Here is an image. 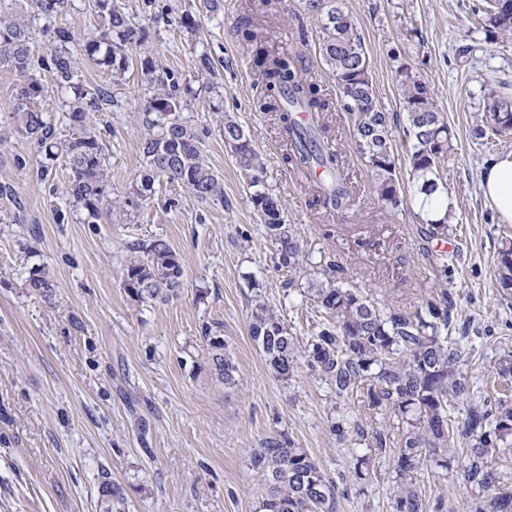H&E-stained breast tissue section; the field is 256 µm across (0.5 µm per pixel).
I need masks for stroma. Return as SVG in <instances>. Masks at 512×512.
<instances>
[{
  "mask_svg": "<svg viewBox=\"0 0 512 512\" xmlns=\"http://www.w3.org/2000/svg\"><path fill=\"white\" fill-rule=\"evenodd\" d=\"M122 2L145 32L142 46L129 50L124 80L113 83L108 72L86 63L78 71L84 85L112 92L96 123L112 189L123 193L142 168L148 91L139 59L148 55L185 86L183 115L224 182V200L202 202L164 182L140 209L87 223L65 194V159H57L47 178L36 177L42 157L11 118L20 77L0 64V512H98L105 477L122 488L126 512H258L264 478L250 450L274 432L287 433L335 481L337 512H391L390 451L377 454L366 487L345 482L351 452L330 434L329 420L344 410L360 428H383L392 437L395 422L370 412L362 399L339 400L307 367L277 379L248 332L258 293L298 338L311 334L319 315L281 288L288 273L273 262L250 202V177L225 147L220 121L232 117L251 135L263 162L260 179L280 199L287 223L299 229L309 265L334 260L339 282L407 311L434 287L415 203L382 210L344 122L332 133L352 190L346 208L314 206L315 179L285 164L277 120L259 108L254 47L241 27L248 21L273 32L336 93L318 50L323 31L299 0ZM482 5L347 0L369 54L375 96L390 115L398 171L407 168L408 145L396 62L431 84L432 105L451 130L442 171L456 229L448 255L456 311L448 334L464 352L476 403L502 391L497 360L512 351V297H501L496 283L497 253L512 239V224L498 221L480 191L483 165L512 151V135L476 136L487 90L512 93V39L489 40L478 30ZM0 11L29 19L31 72L45 87L39 108L60 138L71 136L63 121L67 99L41 65L45 20L32 19L29 0H0ZM185 13L195 19L194 29L175 24ZM157 237L176 252L184 287L167 301L139 305L121 287V272L132 244ZM41 270L53 283L45 293L28 286ZM206 327L226 343L237 386H225L211 369ZM419 482L426 502H442L441 512H470L484 497L454 468L425 472Z\"/></svg>",
  "mask_w": 512,
  "mask_h": 512,
  "instance_id": "1",
  "label": "stroma"
}]
</instances>
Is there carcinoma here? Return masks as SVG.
Segmentation results:
<instances>
[{
  "label": "carcinoma",
  "instance_id": "carcinoma-1",
  "mask_svg": "<svg viewBox=\"0 0 512 512\" xmlns=\"http://www.w3.org/2000/svg\"><path fill=\"white\" fill-rule=\"evenodd\" d=\"M35 16L49 22V47L42 66L58 89L69 98L70 125L77 136L62 140L56 126L38 107L44 85L29 75L32 48L29 26L12 14L0 13V64L5 63L25 78L17 88L12 118L17 129L36 144L45 159L64 155L70 170L66 194L95 224L115 209H137L155 195V182L164 178L186 188L201 201L224 200L222 179L208 165L198 146L195 130L181 117L182 85L166 67L151 57L141 59L142 80L151 96L142 112L140 152L144 168L140 178L119 199L108 190L109 176L104 147L89 124L110 102L111 92L93 89L75 80L78 57L71 51L74 34L53 26L64 0H29ZM308 18L326 31L320 54L339 90V108L349 115L352 134L361 159L371 176L377 200L385 208L399 209L406 201L393 151L389 113L377 105L369 56L346 0H301ZM99 33L83 44L85 60L109 72L119 81L129 68L125 45L141 42L142 28L113 0H93ZM486 38H506L512 34V15L496 14L489 4L479 19ZM121 44L112 42V33ZM256 42L253 64L268 91L264 109L278 114L287 136V162L303 170L323 169L328 180L317 197L324 207L339 210L346 206L350 189L341 174L340 156L324 133L328 126L300 124L296 112L315 117L329 111L330 103L307 69L298 66L300 54L272 55L257 34L245 32ZM398 85L405 103L407 121L403 133L409 146L408 182L414 199L448 196L440 169L451 150V136L442 113L431 104L432 90L412 68L397 66ZM486 127L494 135L512 131V97L492 88L484 115ZM220 133L239 168L246 173L261 169L260 155L249 134L237 121L226 118ZM256 190L250 199L258 212L263 231L274 248L277 268H285L288 278L281 283L285 292L298 289L304 300L322 313L315 333L301 342L293 336L282 315L261 298H256L249 317V334L272 372L289 380L300 363L328 382L336 396L365 398L370 410L384 412L398 420V448L392 459L395 487L391 512H425L418 486L423 471H446L457 466L462 482L487 493L474 512H512V493L498 488L496 473L488 466V454L512 447V402L486 400L484 406H467L464 418L452 419L451 410L471 398L470 373L459 343L448 337L454 300L443 287L448 281V252H427L441 289L424 298L420 308L408 313L387 307L348 288L336 279L335 265L326 264L314 272L304 266L305 243L293 224L286 222L279 199L252 178ZM451 211L439 219L421 218L418 233L426 243L452 231ZM124 266L122 286L138 304L164 301L183 288V269L167 241L157 237L147 245L133 248ZM304 279L301 284L298 279ZM497 282L502 296L512 295V240L502 242L498 251ZM211 366L224 384L237 382V366L224 340L206 337ZM329 432L340 442L355 445L349 476L359 487L371 478L375 458L372 449H358L365 434L355 427L345 412L330 418ZM468 442L469 455L456 458V440ZM251 464L264 477L259 512H336V492L332 481L308 452L295 445L284 432L262 438L251 449ZM99 512H125L120 487L110 480L98 486Z\"/></svg>",
  "mask_w": 512,
  "mask_h": 512
}]
</instances>
